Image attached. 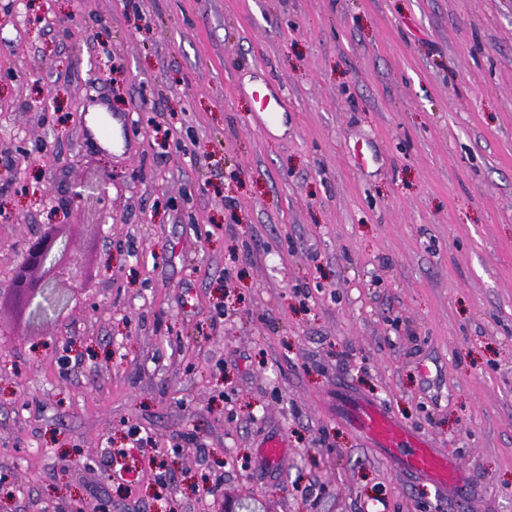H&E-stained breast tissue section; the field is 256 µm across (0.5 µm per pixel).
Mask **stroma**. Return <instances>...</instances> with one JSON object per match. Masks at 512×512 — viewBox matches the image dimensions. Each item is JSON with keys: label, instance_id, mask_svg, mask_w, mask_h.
Wrapping results in <instances>:
<instances>
[{"label": "stroma", "instance_id": "obj_1", "mask_svg": "<svg viewBox=\"0 0 512 512\" xmlns=\"http://www.w3.org/2000/svg\"><path fill=\"white\" fill-rule=\"evenodd\" d=\"M97 100L126 151L82 136ZM46 224L87 279L38 329L0 301V512H512V0H0V289ZM341 382L464 498L366 447ZM248 81L238 78L234 90L237 94L251 97L257 104L252 114L255 127L263 132H269L280 124L283 115L288 112L286 95L283 86H274L258 76ZM337 402L344 416L365 442L381 452L401 474L434 489L444 497L458 498L464 486L460 466L429 440L412 431L374 400L353 396L340 387Z\"/></svg>", "mask_w": 512, "mask_h": 512}]
</instances>
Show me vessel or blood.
I'll use <instances>...</instances> for the list:
<instances>
[{
    "mask_svg": "<svg viewBox=\"0 0 512 512\" xmlns=\"http://www.w3.org/2000/svg\"><path fill=\"white\" fill-rule=\"evenodd\" d=\"M234 90L255 101L253 121L261 131L278 126L288 110L283 86L271 85L261 77L237 80ZM337 408L365 442L381 452L398 472L432 487L439 495L460 497L464 482L459 465L425 435L408 429L381 404L345 390L340 393Z\"/></svg>",
    "mask_w": 512,
    "mask_h": 512,
    "instance_id": "vessel-or-blood-1",
    "label": "vessel or blood"
}]
</instances>
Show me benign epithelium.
Wrapping results in <instances>:
<instances>
[{
  "label": "benign epithelium",
  "instance_id": "7a95c632",
  "mask_svg": "<svg viewBox=\"0 0 512 512\" xmlns=\"http://www.w3.org/2000/svg\"><path fill=\"white\" fill-rule=\"evenodd\" d=\"M66 248L64 237L52 231L37 236L29 241L13 272L10 293L34 325H40L48 311L67 306L69 292L81 281L76 262L58 260Z\"/></svg>",
  "mask_w": 512,
  "mask_h": 512
}]
</instances>
